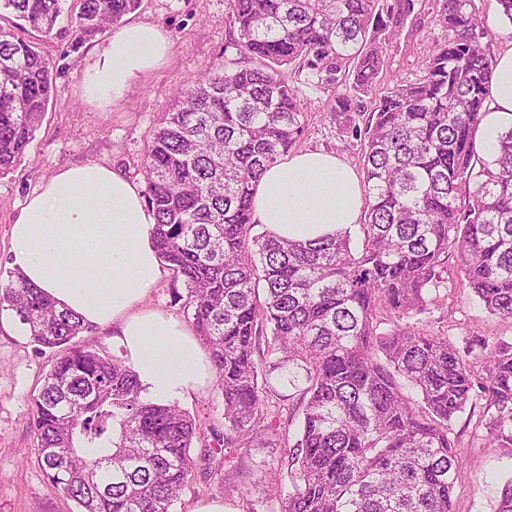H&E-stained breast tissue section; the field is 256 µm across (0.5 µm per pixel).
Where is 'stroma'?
<instances>
[{"label": "stroma", "instance_id": "35a3bbf8", "mask_svg": "<svg viewBox=\"0 0 512 512\" xmlns=\"http://www.w3.org/2000/svg\"><path fill=\"white\" fill-rule=\"evenodd\" d=\"M436 4L437 0H416L413 13L391 24V35L383 44L381 80L413 81L422 76L435 45L448 37L437 20ZM124 21L160 27L169 37L170 49L155 69L132 81L121 100L109 104L87 99L83 83L86 68L109 43L111 30L76 50L65 36L26 34L56 70V92L25 159L0 175V279L10 271V230L29 194L59 168L86 162L118 169L144 184V160L154 131L177 93L243 56L235 44L237 33L226 0H142ZM281 74L294 84L303 113L296 150L328 151L361 170L362 139L347 133L330 110L336 95L350 94V86L325 87L308 69L292 65L282 67ZM436 295L433 305L414 316L419 329L448 337L474 362L482 360L487 347L512 342V322L488 313L462 288L456 260H449ZM54 358V352L37 349L11 312L0 311V512H77L47 479L33 431L35 399ZM476 420L468 408L453 421L459 470L455 512H493L504 485L512 480V451L487 448L474 440ZM283 446V439L261 432L250 448L236 452L225 471L195 469L172 512H195L201 502L210 500L223 501L225 512H245L247 501L265 500L268 487L260 475L269 469L278 471L283 491H291L288 474L281 469ZM228 485L244 488L247 500L225 495Z\"/></svg>", "mask_w": 512, "mask_h": 512}]
</instances>
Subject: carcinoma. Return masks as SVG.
<instances>
[{
    "mask_svg": "<svg viewBox=\"0 0 512 512\" xmlns=\"http://www.w3.org/2000/svg\"><path fill=\"white\" fill-rule=\"evenodd\" d=\"M64 0H0V174L26 156L56 88L49 60L15 33L53 34ZM448 40L416 82L395 81L360 128L347 96L336 119L365 140L368 211L362 248L350 230L315 241L255 232L254 187L303 131L297 91L279 67L299 63L327 86L353 78L369 95L383 70L384 17L414 0H227L237 45L252 64L225 63L176 97L144 163L160 260L209 354L224 431L176 403L142 395L136 372L104 352L94 327L60 310L20 275L0 283L39 349L59 352L36 399L35 435L50 482L79 512H171L198 466L193 442L248 448L277 431L281 410L264 395L266 368L290 393L292 491L272 487L266 512H454L458 479L452 422L474 400L493 448L512 449V343L476 365L446 336L398 320L435 301L456 258L464 287L492 315L512 319V127L488 162L476 136L496 65L475 0H439ZM140 0H80L68 14L71 47L135 11ZM389 328H381L384 322Z\"/></svg>",
    "mask_w": 512,
    "mask_h": 512,
    "instance_id": "carcinoma-1",
    "label": "carcinoma"
}]
</instances>
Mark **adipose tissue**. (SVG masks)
I'll return each mask as SVG.
<instances>
[{
    "label": "adipose tissue",
    "instance_id": "adipose-tissue-1",
    "mask_svg": "<svg viewBox=\"0 0 512 512\" xmlns=\"http://www.w3.org/2000/svg\"><path fill=\"white\" fill-rule=\"evenodd\" d=\"M168 50L159 27H122L88 69L85 96L119 100ZM490 86L480 136L491 161L512 127V48L499 56ZM363 203V184L349 165L333 153L302 151L263 172L253 216L277 236L307 241L357 223ZM154 224L139 186L123 173L98 163L64 166L27 197L12 224L9 265L57 308L111 329L148 395L172 403L202 390L214 372L194 330L146 303L162 275Z\"/></svg>",
    "mask_w": 512,
    "mask_h": 512
}]
</instances>
